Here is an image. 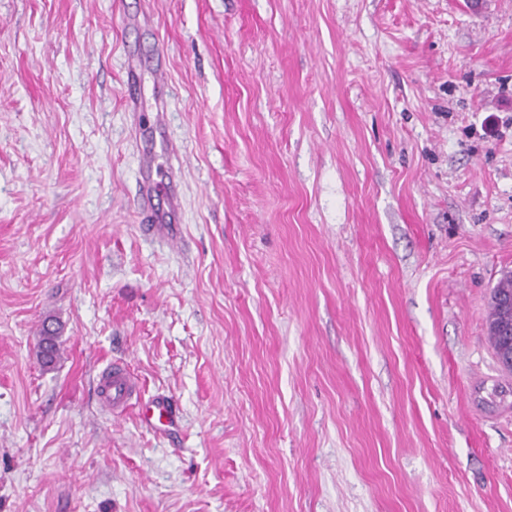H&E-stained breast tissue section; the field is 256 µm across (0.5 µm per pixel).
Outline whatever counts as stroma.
<instances>
[{
  "label": "stroma",
  "mask_w": 512,
  "mask_h": 512,
  "mask_svg": "<svg viewBox=\"0 0 512 512\" xmlns=\"http://www.w3.org/2000/svg\"><path fill=\"white\" fill-rule=\"evenodd\" d=\"M510 270L512 0H0V512H512ZM498 293L507 295L503 297L494 295L490 298V304L493 305L488 313V335L491 346L496 358L504 347V336L498 327V314L500 328L507 334L512 332V279H500L495 286ZM497 309V310H496ZM98 396L102 404L113 411L128 404L138 405L141 422L149 426L167 425L174 417L170 401L165 397H156L142 404L137 384L127 366L121 362H113L102 375Z\"/></svg>",
  "instance_id": "35a3bbf8"
}]
</instances>
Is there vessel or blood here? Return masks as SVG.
<instances>
[{
	"label": "vessel or blood",
	"mask_w": 512,
	"mask_h": 512,
	"mask_svg": "<svg viewBox=\"0 0 512 512\" xmlns=\"http://www.w3.org/2000/svg\"><path fill=\"white\" fill-rule=\"evenodd\" d=\"M98 396L102 404L113 411L131 403L137 404L141 422L150 426L168 424L174 417L167 398L157 397L140 403L137 384L127 366L120 362L113 363L102 375Z\"/></svg>",
	"instance_id": "b4317fda"
}]
</instances>
